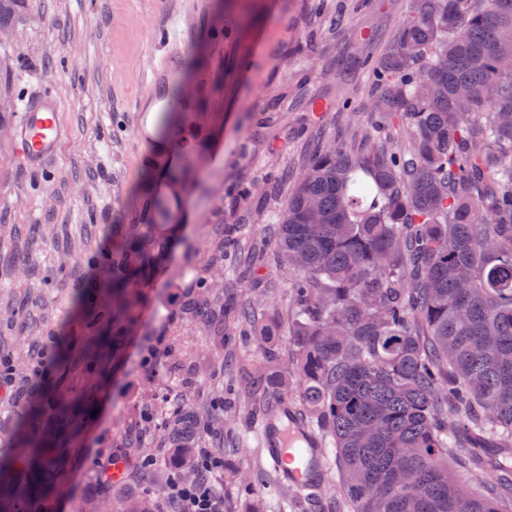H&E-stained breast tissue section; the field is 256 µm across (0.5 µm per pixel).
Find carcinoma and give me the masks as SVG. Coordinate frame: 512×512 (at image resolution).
I'll return each instance as SVG.
<instances>
[{"label":"carcinoma","mask_w":512,"mask_h":512,"mask_svg":"<svg viewBox=\"0 0 512 512\" xmlns=\"http://www.w3.org/2000/svg\"><path fill=\"white\" fill-rule=\"evenodd\" d=\"M30 0H0V29ZM512 0H417L396 44L364 59L404 147L361 134L370 151L321 141L294 176L273 223L277 263L295 270L296 313L286 332L291 366L274 348L250 383L266 407L296 395L330 439L341 497L352 512H512V474L463 488L448 452L469 471L497 470L512 455ZM149 225L136 224L112 269V331L130 303L122 290L153 263ZM194 315L228 332L252 326L251 307ZM300 379L292 390L291 375ZM64 421L75 404L48 383L20 427L22 456L42 489L19 512H36L54 479L31 425L46 405ZM192 413L171 405L162 425L179 441ZM498 443L485 447L486 438ZM193 449L175 469L200 479ZM14 461L0 457V512H14Z\"/></svg>","instance_id":"1"}]
</instances>
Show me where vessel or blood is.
Listing matches in <instances>:
<instances>
[{
    "mask_svg": "<svg viewBox=\"0 0 512 512\" xmlns=\"http://www.w3.org/2000/svg\"><path fill=\"white\" fill-rule=\"evenodd\" d=\"M202 16L203 12L199 9L190 19L182 13L177 15L176 25L181 34L169 39L161 56L151 63L143 80L145 91L133 103L136 124L131 136L138 147L137 157L142 164L158 172L164 171L174 156L179 157L187 167L201 168L211 151L210 146L201 145L200 140L212 137V128L209 122L199 118L197 110L193 108L195 102L209 93L207 75H199L190 91L175 96L169 93L192 48L188 36L200 26ZM148 103L164 112L186 110L190 134L174 132L168 142L149 139L144 110ZM4 124L16 160L32 171L46 172L60 152L66 136L60 101L55 91L43 86L27 93L21 99L18 111L7 114ZM274 427L271 419L263 420L262 440L280 481L306 492L320 488L327 477L328 466L323 449L314 444V435L306 434L305 444L294 446L290 443V434L275 433Z\"/></svg>",
    "mask_w": 512,
    "mask_h": 512,
    "instance_id": "obj_1",
    "label": "vessel or blood"
}]
</instances>
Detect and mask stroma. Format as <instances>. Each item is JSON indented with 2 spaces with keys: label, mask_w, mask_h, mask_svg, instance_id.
<instances>
[{
  "label": "stroma",
  "mask_w": 512,
  "mask_h": 512,
  "mask_svg": "<svg viewBox=\"0 0 512 512\" xmlns=\"http://www.w3.org/2000/svg\"><path fill=\"white\" fill-rule=\"evenodd\" d=\"M195 0H33L17 36L0 48V79L12 100L52 84L66 124L62 150L47 174L25 169L0 140V334L12 354L0 358L8 386L0 393V455L12 454L24 396L36 370L66 401L83 403L85 425L68 445L48 512H120L149 497L152 512H168L166 491L175 474L166 433L136 428L146 409L184 397L201 429L195 448L228 457L233 467L215 475L224 512H348L337 501L338 476L308 496L279 483L266 459L263 414L249 393L262 363L261 343L290 349L283 330L291 320L288 269L256 268L241 276L227 255L271 239L270 219L284 194L270 180L307 161L317 139L349 148L356 121L376 113L373 78L358 58L378 53L411 15L413 0H325L327 16L309 12L310 0H204L205 17L181 77L210 76L212 94L200 110L213 113L224 165L215 179L196 177V203L206 221L152 227L155 263L139 278L133 321L117 354H105L94 373L69 372L35 357L37 345L64 337L73 351L94 337L111 336L106 305L112 277L101 254L121 248L151 185L160 179L137 165L130 136L132 101L140 92L149 55L161 54L153 31ZM253 69H238L242 57ZM319 96L327 112H313ZM251 198H243L244 189ZM209 280L212 290L199 287ZM102 301L88 310L84 295ZM202 304L256 308L262 334L223 338L185 311ZM181 370H174L172 357ZM135 449L150 457L147 474L129 464L121 480L98 479L99 453ZM257 482L247 491L245 483Z\"/></svg>",
  "instance_id": "35a3bbf8"
}]
</instances>
